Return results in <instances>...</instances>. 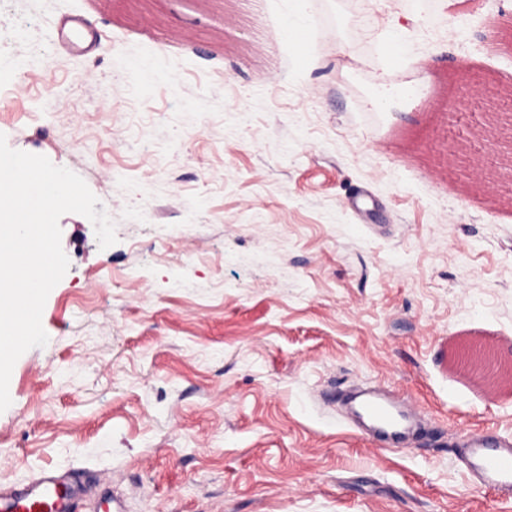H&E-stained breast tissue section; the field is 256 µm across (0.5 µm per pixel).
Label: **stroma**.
<instances>
[{"instance_id": "obj_1", "label": "stroma", "mask_w": 512, "mask_h": 512, "mask_svg": "<svg viewBox=\"0 0 512 512\" xmlns=\"http://www.w3.org/2000/svg\"><path fill=\"white\" fill-rule=\"evenodd\" d=\"M0 0V133L81 176L70 266L0 412V490L51 467L124 512H512L457 443L512 435L450 366L512 361V0ZM358 385L429 423L381 450Z\"/></svg>"}]
</instances>
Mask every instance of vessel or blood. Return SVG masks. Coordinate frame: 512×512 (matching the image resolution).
Returning a JSON list of instances; mask_svg holds the SVG:
<instances>
[{"instance_id":"b4317fda","label":"vessel or blood","mask_w":512,"mask_h":512,"mask_svg":"<svg viewBox=\"0 0 512 512\" xmlns=\"http://www.w3.org/2000/svg\"><path fill=\"white\" fill-rule=\"evenodd\" d=\"M361 407L378 434L394 439L415 419L412 404L400 403L381 393H369ZM465 467L471 482L492 488L499 497L512 499V437L483 430L470 431L465 439ZM85 495L73 480L55 469H42L39 476L20 488L0 492V512H33L47 505L49 512H78Z\"/></svg>"}]
</instances>
